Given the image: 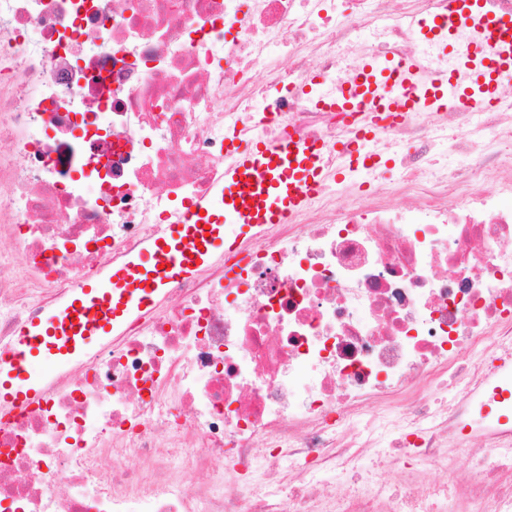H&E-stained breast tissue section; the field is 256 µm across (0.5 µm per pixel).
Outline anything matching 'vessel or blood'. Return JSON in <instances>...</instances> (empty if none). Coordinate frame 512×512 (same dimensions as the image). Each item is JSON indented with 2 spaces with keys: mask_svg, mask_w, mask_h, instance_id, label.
Instances as JSON below:
<instances>
[{
  "mask_svg": "<svg viewBox=\"0 0 512 512\" xmlns=\"http://www.w3.org/2000/svg\"><path fill=\"white\" fill-rule=\"evenodd\" d=\"M466 28L480 36L461 48L455 34ZM417 30L422 41L438 42L452 56L447 70L428 77L418 58H371L342 91L322 93L315 78L303 94L328 111L395 112L404 118L497 104L500 86L512 82V12H496L488 0H448L447 18L419 19ZM326 176L322 155L305 141L288 137L234 145L223 183L182 223L169 225L141 254L106 264L102 275L27 326L16 353L0 359V403L19 406L40 399L45 374L110 341L128 317L152 307L170 282L195 275L223 255L225 224L243 225L251 237L261 225L288 223ZM38 363L44 372L35 371Z\"/></svg>",
  "mask_w": 512,
  "mask_h": 512,
  "instance_id": "vessel-or-blood-1",
  "label": "vessel or blood"
}]
</instances>
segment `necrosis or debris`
Returning <instances> with one entry per match:
<instances>
[{
	"label": "necrosis or debris",
	"instance_id": "necrosis-or-debris-1",
	"mask_svg": "<svg viewBox=\"0 0 512 512\" xmlns=\"http://www.w3.org/2000/svg\"><path fill=\"white\" fill-rule=\"evenodd\" d=\"M446 5L0 0V354L210 196L231 141L290 134L328 173L0 406V512H512V83L406 119L300 93L368 56L447 69L415 26Z\"/></svg>",
	"mask_w": 512,
	"mask_h": 512
}]
</instances>
